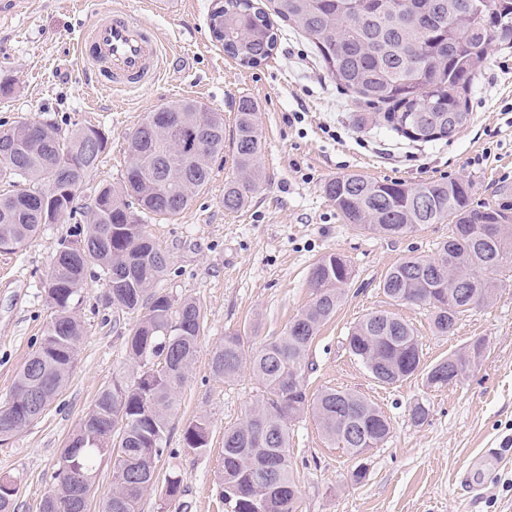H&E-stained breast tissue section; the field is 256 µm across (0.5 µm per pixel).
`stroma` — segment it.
<instances>
[{
	"mask_svg": "<svg viewBox=\"0 0 512 512\" xmlns=\"http://www.w3.org/2000/svg\"><path fill=\"white\" fill-rule=\"evenodd\" d=\"M178 2L157 12L146 0H8L0 14V76L15 84L13 95L0 98V122L48 120L66 132L101 128L109 140L95 182L120 180L128 136L149 112L175 100L177 89L224 115V153L209 184L181 215L145 222L169 257L157 290L176 306L196 300L205 325L140 512H225L218 485L224 430L242 422L262 392L247 367L235 380L217 378L212 352L228 333H240L248 351L281 333L312 301L311 268L329 253L346 258L353 274L344 302L310 348L307 389L360 393L386 415L391 433L361 461L366 477L356 484L349 474L359 461L328 442L311 416L292 421L297 512H512V264L502 267L490 303L462 316L453 334L437 335L431 309L390 300L380 283L409 256L434 257L448 224H427L404 237L367 233L346 224L324 191L330 179L356 173L407 183L469 180L479 205L512 196V47L490 49L469 93V119L454 138L413 142L385 128L382 109L357 103L337 86L287 23L277 24L273 56L245 67L211 34L214 0ZM107 6L128 8L181 50L159 81L120 94L87 78L76 45L92 14ZM243 97L258 106L264 179L242 210L230 212L224 185L239 176L235 116ZM296 112L303 121H292ZM73 229L70 221L48 224L21 248L0 252V407L11 400L15 376L52 315L43 285L60 241ZM106 293L99 270H89L76 306L83 336L67 383L40 419L0 442V477L17 487L16 512H38L57 486L67 441L113 376L130 371L125 338L139 316L108 305ZM375 311L412 326L425 364L478 339L486 349L461 381L443 388L426 386L418 375L378 383L346 341L351 327ZM418 402L429 411L420 425L409 415ZM199 419L209 439L195 452L185 448L183 434ZM489 451L498 460L475 465ZM172 474L182 487L174 499L165 495Z\"/></svg>",
	"mask_w": 512,
	"mask_h": 512,
	"instance_id": "35a3bbf8",
	"label": "stroma"
}]
</instances>
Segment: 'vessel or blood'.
Returning <instances> with one entry per match:
<instances>
[{
  "label": "vessel or blood",
  "instance_id": "b4317fda",
  "mask_svg": "<svg viewBox=\"0 0 512 512\" xmlns=\"http://www.w3.org/2000/svg\"><path fill=\"white\" fill-rule=\"evenodd\" d=\"M77 52L88 75L120 92L154 83L168 55L151 25L134 21L127 9L114 7L94 14Z\"/></svg>",
  "mask_w": 512,
  "mask_h": 512
}]
</instances>
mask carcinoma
<instances>
[{
  "instance_id": "1",
  "label": "carcinoma",
  "mask_w": 512,
  "mask_h": 512,
  "mask_svg": "<svg viewBox=\"0 0 512 512\" xmlns=\"http://www.w3.org/2000/svg\"><path fill=\"white\" fill-rule=\"evenodd\" d=\"M347 0H271L272 13L299 30L336 84L355 99L384 109L383 119L398 135L416 140V102L432 98L433 112L469 113L468 93L484 61V48L512 45V0H487L492 13L482 27L467 9L469 0H376L385 10L347 11ZM224 23V52L254 67L268 60L277 29L254 0H224L211 13ZM108 144L101 129L84 126L61 134L58 125L28 121L0 123V242L19 249L45 224L75 221L73 239L56 250L45 282L53 315L40 346L18 372L13 385L14 413L26 428V398L34 391L53 401L69 379L82 326L74 302L87 270L98 267L107 287L119 283L118 299L108 303L125 313H142L126 338L132 376L116 375L70 438L60 469L78 473L92 492L102 461L112 464V492L103 512H139L155 482L156 461L167 442L169 412L177 389L194 362L204 316L199 304L184 299L173 308L153 290L167 273L168 259L145 231L144 216L172 219L188 210L208 184L212 163L224 153V115L193 99H179L146 115L128 137L125 171L117 183L91 185ZM235 158L241 177L224 185V209L246 206L263 177L256 104L239 100L235 119ZM90 191L89 203L74 197L75 184ZM325 193L343 219L359 229L404 235L425 224L449 220L448 240L433 258L410 256L391 267L381 288L391 300L434 310L436 334L454 331L475 297L491 301L497 275L512 263V232L488 246L483 224H512V203L477 205L472 183L463 179L405 183L372 180L357 174L336 177ZM468 276L466 292L443 299L448 267ZM352 268L334 253L314 263V298L278 336L266 339L250 356L253 376L266 397L245 420L224 430L220 495L231 512H296L297 484L288 452V426L309 414L325 438L351 456L378 447L390 434L388 418L359 393L328 388L314 397L292 380L308 366V354L322 325L336 314L346 295ZM350 353L382 384L420 373L427 385L435 367L423 368L413 328L385 312L359 320L347 336ZM245 355L243 337L224 334L211 356L213 374L236 378ZM204 420L187 427L186 447H207Z\"/></svg>"
}]
</instances>
